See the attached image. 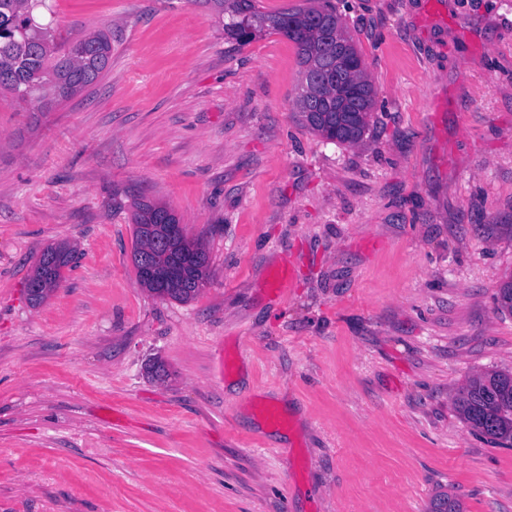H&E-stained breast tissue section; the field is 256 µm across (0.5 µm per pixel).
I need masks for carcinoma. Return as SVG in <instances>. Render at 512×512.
Segmentation results:
<instances>
[{
    "label": "carcinoma",
    "mask_w": 512,
    "mask_h": 512,
    "mask_svg": "<svg viewBox=\"0 0 512 512\" xmlns=\"http://www.w3.org/2000/svg\"><path fill=\"white\" fill-rule=\"evenodd\" d=\"M213 8H231L239 17L226 26L243 37L253 26L266 25L297 45L301 88L295 100L303 125L329 141L354 145L363 140L374 107V87L363 70H352L343 58H360L340 17L325 6H306L258 15L253 0H210ZM46 0H0V90L23 102L68 98L95 83L112 56V36L96 30L61 39L50 25L36 21ZM134 237L140 252H154L163 264L162 287L174 301L193 300L209 277V256L200 241L169 236L176 214L158 203H137ZM65 243L40 253L26 284L34 305L44 302L72 260ZM456 407L474 429L496 443L512 447V373L493 371L475 376L462 388ZM430 512H465L459 499H435Z\"/></svg>",
    "instance_id": "carcinoma-1"
}]
</instances>
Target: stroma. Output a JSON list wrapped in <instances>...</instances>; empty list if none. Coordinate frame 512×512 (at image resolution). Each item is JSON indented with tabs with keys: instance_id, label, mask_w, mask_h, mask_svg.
Listing matches in <instances>:
<instances>
[{
	"instance_id": "stroma-1",
	"label": "stroma",
	"mask_w": 512,
	"mask_h": 512,
	"mask_svg": "<svg viewBox=\"0 0 512 512\" xmlns=\"http://www.w3.org/2000/svg\"><path fill=\"white\" fill-rule=\"evenodd\" d=\"M331 2L376 92L354 146L304 127L277 31L50 0L112 59L42 108L0 94V512H512V447L454 408L512 371V0ZM141 200L203 241L194 300L138 285ZM61 240L74 262L30 306ZM73 251L65 243L47 245L35 262L26 284V294L34 305L44 302L59 284L62 270L72 260Z\"/></svg>"
}]
</instances>
